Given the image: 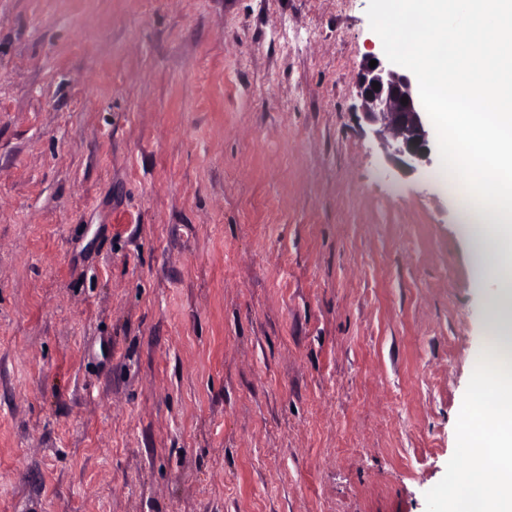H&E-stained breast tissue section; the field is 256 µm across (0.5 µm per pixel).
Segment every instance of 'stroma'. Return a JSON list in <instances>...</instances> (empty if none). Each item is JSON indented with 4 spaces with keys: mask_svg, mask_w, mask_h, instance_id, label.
Returning a JSON list of instances; mask_svg holds the SVG:
<instances>
[{
    "mask_svg": "<svg viewBox=\"0 0 512 512\" xmlns=\"http://www.w3.org/2000/svg\"><path fill=\"white\" fill-rule=\"evenodd\" d=\"M389 0H0V512H450L486 342ZM376 60L374 68L369 67ZM373 82H378L374 90ZM360 109L373 136L384 145L387 161L410 174L430 163L431 130L423 120L421 97L414 78L389 59L372 57L362 66L357 84ZM407 96V104L401 99Z\"/></svg>",
    "mask_w": 512,
    "mask_h": 512,
    "instance_id": "35a3bbf8",
    "label": "stroma"
}]
</instances>
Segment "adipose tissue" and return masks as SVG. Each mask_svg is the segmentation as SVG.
<instances>
[{"instance_id":"ef3b65f1","label":"adipose tissue","mask_w":512,"mask_h":512,"mask_svg":"<svg viewBox=\"0 0 512 512\" xmlns=\"http://www.w3.org/2000/svg\"><path fill=\"white\" fill-rule=\"evenodd\" d=\"M384 34L426 77L475 279L492 280L480 382L463 425L467 467L455 512H512V0H393Z\"/></svg>"}]
</instances>
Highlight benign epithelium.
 <instances>
[{
    "mask_svg": "<svg viewBox=\"0 0 512 512\" xmlns=\"http://www.w3.org/2000/svg\"><path fill=\"white\" fill-rule=\"evenodd\" d=\"M378 88H373V83ZM360 109L373 136L384 145L387 161L410 174L430 163L431 130L422 117L421 97L414 78L389 59L364 63L357 84ZM407 98V104L401 99Z\"/></svg>",
    "mask_w": 512,
    "mask_h": 512,
    "instance_id": "7a95c632",
    "label": "benign epithelium"
}]
</instances>
